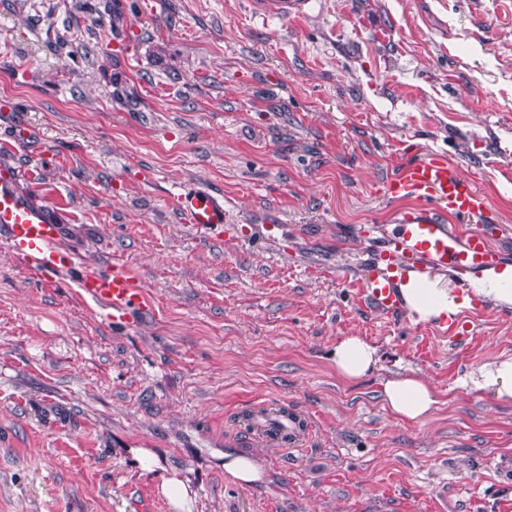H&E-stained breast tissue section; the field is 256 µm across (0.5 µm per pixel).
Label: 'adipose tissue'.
<instances>
[{
	"label": "adipose tissue",
	"mask_w": 512,
	"mask_h": 512,
	"mask_svg": "<svg viewBox=\"0 0 512 512\" xmlns=\"http://www.w3.org/2000/svg\"><path fill=\"white\" fill-rule=\"evenodd\" d=\"M413 287L404 289V303L417 321L436 323L448 311L469 306V298H461L450 288L439 287L425 275H415ZM332 361L337 373L354 381L371 374L379 357L375 347L357 336H346L337 342ZM462 388L475 393H489L497 400L512 401V358L480 367L460 381ZM382 399L400 419L421 421L438 405L435 390L414 375H397L382 383Z\"/></svg>",
	"instance_id": "ef3b65f1"
}]
</instances>
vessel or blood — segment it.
<instances>
[{"label": "vessel or blood", "mask_w": 512, "mask_h": 512, "mask_svg": "<svg viewBox=\"0 0 512 512\" xmlns=\"http://www.w3.org/2000/svg\"><path fill=\"white\" fill-rule=\"evenodd\" d=\"M388 199L409 202L397 230L366 265L361 295L376 311L401 317L400 288L414 272L451 267L467 274L503 272L501 254L487 225L492 212L486 195L463 180L446 158L425 156L403 163L384 184ZM178 210L189 224H221L223 195L190 189L177 195ZM50 216L29 206L16 192L10 174H0V228L16 256L29 267L51 275L71 270L74 261L56 244ZM82 294L98 302L116 323H130L149 310L137 276L128 268L108 271L83 268L76 278ZM470 322L463 313L449 315L437 326L442 339L464 336Z\"/></svg>", "instance_id": "b4317fda"}]
</instances>
